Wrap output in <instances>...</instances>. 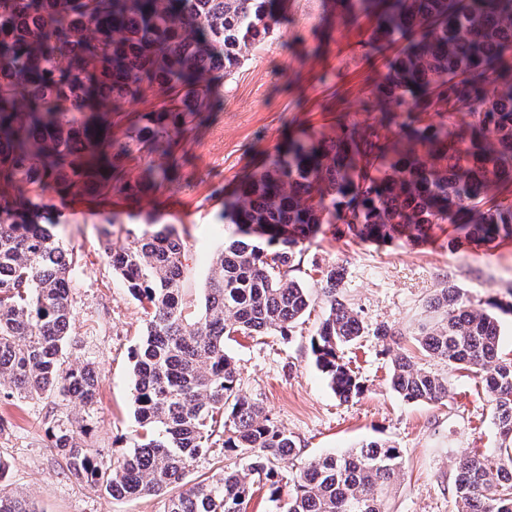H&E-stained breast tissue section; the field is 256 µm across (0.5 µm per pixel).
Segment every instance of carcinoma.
<instances>
[{"label": "carcinoma", "instance_id": "obj_1", "mask_svg": "<svg viewBox=\"0 0 512 512\" xmlns=\"http://www.w3.org/2000/svg\"><path fill=\"white\" fill-rule=\"evenodd\" d=\"M348 2L375 18L370 42L406 41L375 89L393 116L294 139L240 184L224 201V249L196 317L183 298L186 246L171 226L110 248L112 270L147 316L132 367L141 433L112 461L52 418V447L75 480L113 498L157 495L183 483L198 458L239 448L242 469L170 496L166 512H244L254 482L274 481L273 463L296 443L241 393L224 337L292 332L313 303L294 275L296 249L324 224L377 244L422 241L445 223L458 225V245L512 238V0ZM277 23L275 0H0L1 404L54 397L91 407L98 388L93 368L64 359L76 260L26 212L75 189L109 201L163 186V166L134 180L120 171L172 154L207 107L209 78L232 77ZM148 91L158 103L112 137V117ZM344 282L343 267L322 271L326 315L311 348L348 400L361 386L338 351L364 326L338 299ZM428 308L433 322L416 341L430 357L482 373L501 440L495 461L460 460L459 512H512V358L499 355V321L453 287ZM390 387L408 402L448 398V378L404 355L392 361ZM403 468L400 449L384 442L329 453L293 480L287 512H387ZM6 477L0 459V512H38Z\"/></svg>", "mask_w": 512, "mask_h": 512}]
</instances>
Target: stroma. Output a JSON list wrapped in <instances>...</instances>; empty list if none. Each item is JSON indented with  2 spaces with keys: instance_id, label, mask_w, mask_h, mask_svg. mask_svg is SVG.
I'll list each match as a JSON object with an SVG mask.
<instances>
[{
  "instance_id": "35a3bbf8",
  "label": "stroma",
  "mask_w": 512,
  "mask_h": 512,
  "mask_svg": "<svg viewBox=\"0 0 512 512\" xmlns=\"http://www.w3.org/2000/svg\"><path fill=\"white\" fill-rule=\"evenodd\" d=\"M282 20L266 44L246 54L231 79L215 84L213 105L201 122L177 139L174 179L137 201L102 202L76 191L55 200L63 211L54 240L73 252L72 342L69 363L100 374L92 407L65 401L61 416L84 428L85 445L105 457L132 448L139 425L132 400V365L147 317L112 271L107 247L141 235L153 222L173 225L187 245L186 299L200 311L214 256L224 245V199L248 176L259 175L268 156L291 139L335 134L340 119L369 124L389 109L374 93L397 45H368L373 19L352 13L346 0H283ZM451 224L433 225L421 243L362 242L345 225H323L304 244L297 276L315 301L294 332L284 337L235 334L224 350L239 370L243 393L261 403L297 444L292 459L275 462L291 481L309 461L334 451L385 441L402 451L405 473L394 485L391 512H457L451 486L459 460L491 452L497 444L492 409L479 375L420 354L415 336L426 304L442 288L460 289L472 309L512 303V246H454ZM347 271L341 299L357 310L364 335L343 357L363 392L342 401L316 368L311 340L325 315L315 282L328 265ZM392 334L380 340V328ZM448 378V398L407 402L389 385L395 354ZM46 399L0 403L11 426L0 434V456L10 464L9 487L32 499L39 512H165L167 498L115 499L77 482L51 447Z\"/></svg>"
}]
</instances>
